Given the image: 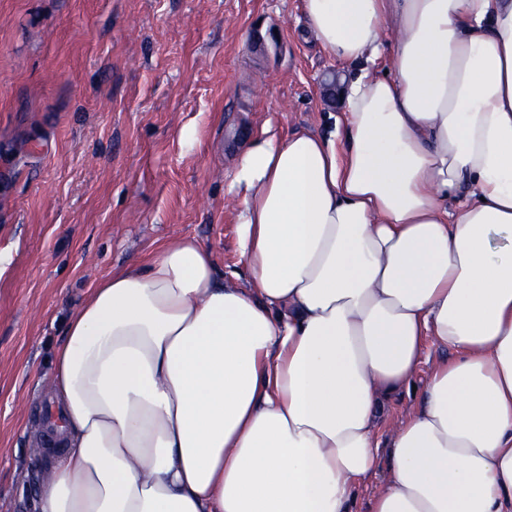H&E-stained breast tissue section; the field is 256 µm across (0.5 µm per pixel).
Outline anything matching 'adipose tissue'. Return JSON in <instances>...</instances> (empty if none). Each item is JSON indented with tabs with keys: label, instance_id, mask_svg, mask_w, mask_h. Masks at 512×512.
<instances>
[{
	"label": "adipose tissue",
	"instance_id": "adipose-tissue-1",
	"mask_svg": "<svg viewBox=\"0 0 512 512\" xmlns=\"http://www.w3.org/2000/svg\"><path fill=\"white\" fill-rule=\"evenodd\" d=\"M344 70L321 136L226 184L255 291L162 244L71 311L33 512H353L385 401L452 351L371 512H512V0H301Z\"/></svg>",
	"mask_w": 512,
	"mask_h": 512
}]
</instances>
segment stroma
Masks as SVG:
<instances>
[{"mask_svg": "<svg viewBox=\"0 0 512 512\" xmlns=\"http://www.w3.org/2000/svg\"><path fill=\"white\" fill-rule=\"evenodd\" d=\"M336 69L300 0H0V512H32L54 351L99 281L193 237L254 290L226 179L266 123L322 134ZM451 357L426 339L355 512L384 491L392 441Z\"/></svg>", "mask_w": 512, "mask_h": 512, "instance_id": "stroma-1", "label": "stroma"}]
</instances>
